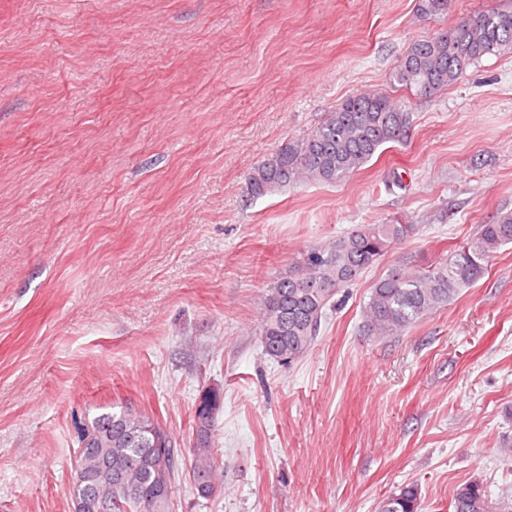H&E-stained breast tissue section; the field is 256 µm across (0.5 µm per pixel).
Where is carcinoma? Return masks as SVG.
<instances>
[{
	"instance_id": "obj_1",
	"label": "carcinoma",
	"mask_w": 512,
	"mask_h": 512,
	"mask_svg": "<svg viewBox=\"0 0 512 512\" xmlns=\"http://www.w3.org/2000/svg\"><path fill=\"white\" fill-rule=\"evenodd\" d=\"M449 0H417L421 18L439 19ZM512 54V0L481 7L454 26L408 44L389 81L429 98L455 84L490 56ZM410 112L388 94L368 90L347 97L310 134L280 146L249 173L247 193L262 198L301 182L334 184L360 170L388 144H403ZM415 233L413 224H359L346 235L306 250L288 272L264 290L260 336L264 354L287 365L316 342L325 311L342 289L378 265L391 248ZM512 244V211L476 226L470 239L426 267L392 264L373 284L363 306L369 336H401L424 317L450 305L487 272L489 259ZM222 393L201 390L190 448L177 444L151 416L124 406L78 426L79 443L92 452L82 480L68 495L74 512H170L175 473L191 456L195 486L208 499L222 484L211 448ZM453 512H496L483 484L470 481L453 497ZM378 512H421L418 485L409 483L383 498Z\"/></svg>"
}]
</instances>
